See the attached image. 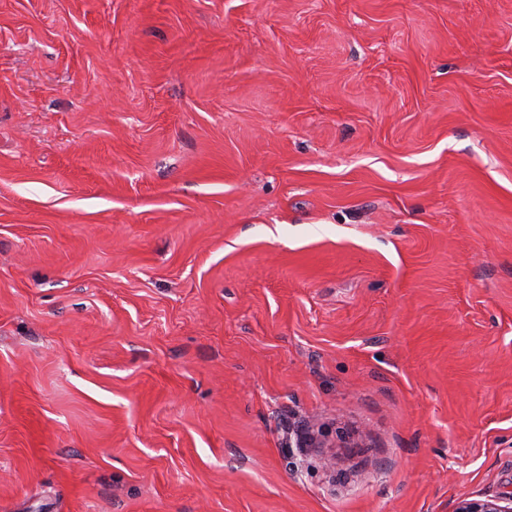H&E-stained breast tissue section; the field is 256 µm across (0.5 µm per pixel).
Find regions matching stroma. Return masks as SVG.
<instances>
[{"label":"stroma","mask_w":512,"mask_h":512,"mask_svg":"<svg viewBox=\"0 0 512 512\" xmlns=\"http://www.w3.org/2000/svg\"><path fill=\"white\" fill-rule=\"evenodd\" d=\"M510 494L512 0H0V512Z\"/></svg>","instance_id":"35a3bbf8"}]
</instances>
